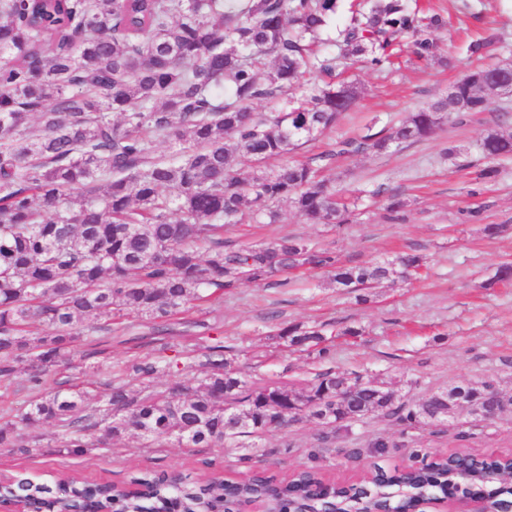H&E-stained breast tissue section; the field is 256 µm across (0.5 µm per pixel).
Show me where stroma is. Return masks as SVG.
I'll list each match as a JSON object with an SVG mask.
<instances>
[{"mask_svg": "<svg viewBox=\"0 0 512 512\" xmlns=\"http://www.w3.org/2000/svg\"><path fill=\"white\" fill-rule=\"evenodd\" d=\"M450 14L471 8L462 28L438 36V61L402 65L388 77L368 69L354 72L359 98L345 113L332 137L366 134L403 120L409 112L446 94L461 76L467 58L461 47L484 27L498 28L503 45L490 47L486 60L512 57V0H435ZM455 66L441 65L446 56ZM491 112L470 115L463 124H442L433 135L383 153L359 154L345 160L346 187L363 190L360 215L352 224H308L289 204H281L274 224H238L224 233L226 249L265 244L283 237L307 241L332 252L344 264L393 259L401 252L423 255L426 263L416 279L374 289L368 302L336 288L320 269L299 267L261 283L243 282L205 303L191 305L168 322L169 332L156 335L152 325L131 315L114 321L112 342L104 353L83 361L81 370L64 369L60 381H78L102 408L98 394L114 380L118 367L165 358L177 370L158 373L154 389L182 377L191 349L224 343V355L246 382L275 381L306 387L324 369L339 374L362 372L386 382L404 404L418 403L430 392L459 382L489 380L512 393V284L485 288L497 267L512 263V158L500 161L497 178L480 195L467 196L472 173L485 166L480 138L494 126ZM461 155L447 158L444 148ZM385 187L406 201V219L386 220L383 198L369 190ZM480 209L481 220L468 218ZM503 225L496 238L483 227ZM320 325L327 337L326 354L290 347L281 328ZM356 335H346V328ZM30 453L0 451V476L22 475L50 482L62 474L90 481L128 483L143 471L178 470L188 476L209 471L211 477L240 475L256 467L277 474L316 467L332 481H356L376 464L406 463V449L465 450L472 453L512 451V413L493 422L458 420L438 426H409L371 416L349 430L330 433L314 421H297L253 437L259 454L244 460L242 449L226 444L186 448L175 441L156 444L136 433L113 441L111 449L95 448L82 456L64 452V429L44 424L22 428ZM385 439V453L371 442Z\"/></svg>", "mask_w": 512, "mask_h": 512, "instance_id": "35a3bbf8", "label": "stroma"}]
</instances>
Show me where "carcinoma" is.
Instances as JSON below:
<instances>
[{"instance_id": "1", "label": "carcinoma", "mask_w": 512, "mask_h": 512, "mask_svg": "<svg viewBox=\"0 0 512 512\" xmlns=\"http://www.w3.org/2000/svg\"><path fill=\"white\" fill-rule=\"evenodd\" d=\"M342 11L341 52L315 51ZM449 23L406 0H0V378L23 371L31 393L18 415H0V448L25 447L20 423L65 427L66 450L77 455L91 430L102 446L134 431L212 448L281 426L286 412L347 429L373 415L425 426L452 415L492 421L512 406V395L488 381L440 388L410 408L396 404L383 382L331 370L302 390L248 384L222 344L192 356L202 376L162 391L133 394L107 384L98 418L87 413L89 392L46 388L58 368L71 367L77 334L110 333L116 316L163 329L173 311L205 300L212 288L264 281L293 266L327 269L348 292L417 273L423 258L415 253L345 266L290 237L226 253L224 228L247 217L275 224L282 202L311 224H350L354 211L337 207L336 187L318 177L320 168L427 138L498 101L501 84L512 80L511 61L474 67L399 124L336 140L309 161L249 174L237 167L242 155L262 163L335 127L358 98L357 87L337 77L358 63L390 74L402 38H411L415 61L435 60V34ZM501 42L489 28L465 51L481 57ZM291 92L287 111H253L256 102ZM160 138L173 154L156 153ZM480 150L490 160L512 158V130H488ZM371 195L385 197L390 220L401 219L397 193L379 187ZM280 335L301 351L326 341L319 326H287ZM169 367L133 364L126 376L144 384ZM496 468L512 462L475 461L463 484L449 460L407 474L383 470L349 487H325L314 470L290 482L256 475L221 489L162 472L134 479L135 495L112 484L26 479L3 494L28 498L33 512H228L250 497L289 512H364L494 482L488 498L507 500L512 482L490 477Z\"/></svg>"}]
</instances>
